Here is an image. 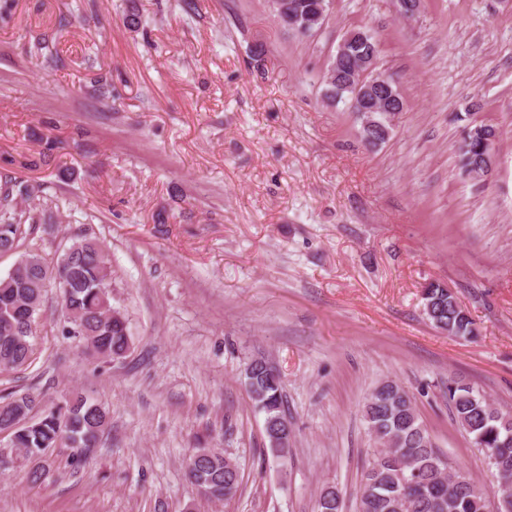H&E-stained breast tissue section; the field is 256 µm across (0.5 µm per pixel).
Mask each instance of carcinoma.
Here are the masks:
<instances>
[{"mask_svg": "<svg viewBox=\"0 0 512 512\" xmlns=\"http://www.w3.org/2000/svg\"><path fill=\"white\" fill-rule=\"evenodd\" d=\"M300 16L295 32L307 35L319 29L327 15V0H272L275 17L288 26L282 7ZM345 59L331 61L329 80L323 82L324 98L331 104L345 102L354 112L361 104L353 101L348 88L359 62L378 52L375 37L362 30L351 31ZM376 128L370 143L386 140L390 128L387 112L374 113ZM497 137L488 125L466 127L463 166L473 171L487 164L486 141ZM36 187L19 181L0 185V253H19L12 269L0 277V370L27 369L35 354L34 337L43 299L49 288L60 290L61 313L66 325L77 331L85 352L107 363L124 359L131 351L126 317L112 307V265L97 238L75 235L63 254L49 262L36 249L18 252L27 212L16 209L18 201L36 198ZM423 307L432 324L451 336L475 335L474 323L455 295L445 286L431 282L422 292ZM245 384L263 397L256 407L265 416V435L272 457H288L290 435L280 434V419L286 416L281 382L269 377L266 360L256 358L245 369ZM448 409L458 426L493 467L498 479V510L512 512V414L496 408L471 384L448 380L445 390ZM33 392L11 393L0 405V428L29 419L12 432L11 447L21 459L41 457L50 449L65 446L74 450L72 459L96 447L109 427L106 408L92 403L79 392L69 394L62 407H44ZM370 432L390 447L378 450L363 473L358 512H492L489 494L475 487L464 475L452 482L453 466L434 448L409 392L387 380L375 387L364 406ZM187 475L195 480L200 495L208 502L232 498L240 488V472L229 468L217 448L196 449L188 457ZM316 512H343L339 494L322 489Z\"/></svg>", "mask_w": 512, "mask_h": 512, "instance_id": "cac0c4a2", "label": "carcinoma"}]
</instances>
